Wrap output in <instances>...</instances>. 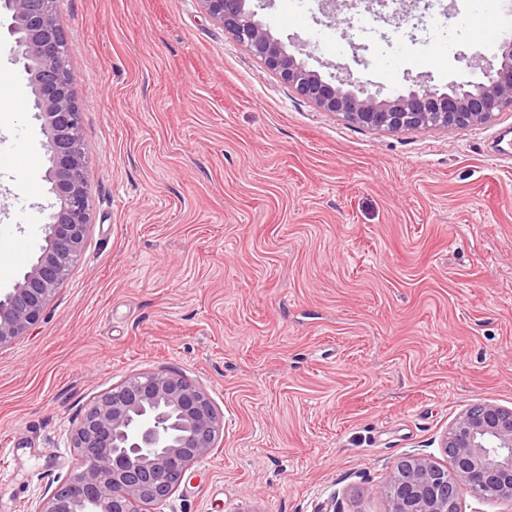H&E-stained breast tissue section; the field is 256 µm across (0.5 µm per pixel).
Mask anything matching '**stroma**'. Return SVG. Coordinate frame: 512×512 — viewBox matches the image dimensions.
<instances>
[{"label":"stroma","mask_w":512,"mask_h":512,"mask_svg":"<svg viewBox=\"0 0 512 512\" xmlns=\"http://www.w3.org/2000/svg\"><path fill=\"white\" fill-rule=\"evenodd\" d=\"M512 0H338L348 33L298 51L318 9L246 5L322 77L447 91L493 58ZM407 16L396 26L394 19ZM89 182L82 255L0 348V512H29L77 460L66 429L102 390L165 369L224 415L164 512H388L375 489L464 409L512 408V110L453 130H373L327 112L225 33L200 0H59ZM441 52L439 67L429 57ZM45 136L0 104L9 291L44 243Z\"/></svg>","instance_id":"1"}]
</instances>
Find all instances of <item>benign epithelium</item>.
Segmentation results:
<instances>
[{"label": "benign epithelium", "instance_id": "benign-epithelium-1", "mask_svg": "<svg viewBox=\"0 0 512 512\" xmlns=\"http://www.w3.org/2000/svg\"><path fill=\"white\" fill-rule=\"evenodd\" d=\"M224 26L301 96L363 126L388 131L478 126L512 109V33L501 38L500 67L480 81L428 86L388 97L351 79L333 84L288 53L246 0H201ZM10 14L8 48L22 65L41 121L49 166L45 180L59 200L44 222L45 245L13 288L0 294V348L39 321L48 301L78 260L90 226L79 134L80 106L60 66L64 37L55 0H0ZM224 416L207 391L182 373L148 371L113 385L84 408L68 429L79 458L68 478L47 492L32 512H142L164 503L188 468L214 450ZM443 467L409 455L391 481L377 488L389 512H458L462 487L483 498L512 502V409L489 403L463 411L448 428Z\"/></svg>", "mask_w": 512, "mask_h": 512}]
</instances>
